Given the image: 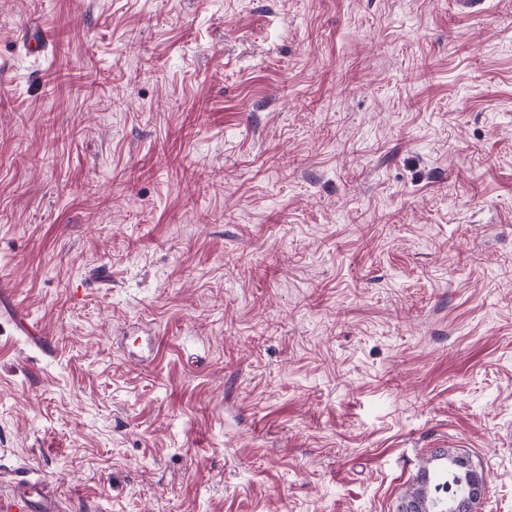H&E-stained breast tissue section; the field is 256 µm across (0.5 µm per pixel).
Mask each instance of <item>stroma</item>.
I'll return each mask as SVG.
<instances>
[{
    "mask_svg": "<svg viewBox=\"0 0 512 512\" xmlns=\"http://www.w3.org/2000/svg\"><path fill=\"white\" fill-rule=\"evenodd\" d=\"M490 5L0 0V500L397 512L457 448L512 512ZM13 504L7 512H54V502L42 487L30 482L15 484Z\"/></svg>",
    "mask_w": 512,
    "mask_h": 512,
    "instance_id": "obj_1",
    "label": "stroma"
}]
</instances>
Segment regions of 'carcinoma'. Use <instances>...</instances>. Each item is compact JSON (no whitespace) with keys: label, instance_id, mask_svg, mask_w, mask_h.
Here are the masks:
<instances>
[{"label":"carcinoma","instance_id":"1","mask_svg":"<svg viewBox=\"0 0 512 512\" xmlns=\"http://www.w3.org/2000/svg\"><path fill=\"white\" fill-rule=\"evenodd\" d=\"M478 482L485 483L483 470L466 454L440 448L423 462L398 512H448L459 499L468 502L467 512H474L480 497L472 496L471 491Z\"/></svg>","mask_w":512,"mask_h":512}]
</instances>
